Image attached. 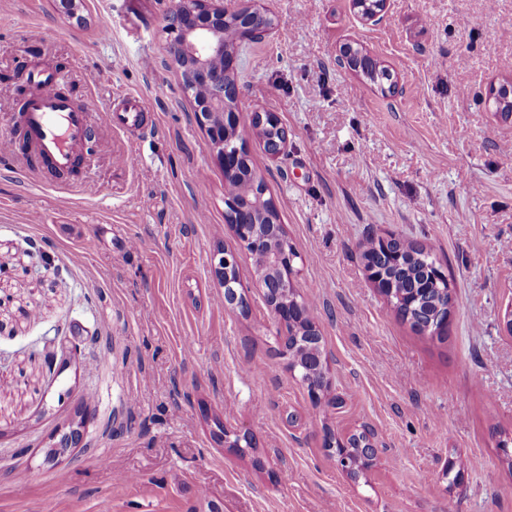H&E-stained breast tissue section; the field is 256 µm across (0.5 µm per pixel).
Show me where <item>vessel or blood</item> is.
<instances>
[{"mask_svg":"<svg viewBox=\"0 0 512 512\" xmlns=\"http://www.w3.org/2000/svg\"><path fill=\"white\" fill-rule=\"evenodd\" d=\"M57 82L51 70L32 69L24 110L13 125L12 135L0 139V154L12 156L21 145H28L35 165L65 180L82 165L78 148L89 140L93 121L132 129L142 124L146 106L141 96L131 95L121 111H106L94 118L60 94Z\"/></svg>","mask_w":512,"mask_h":512,"instance_id":"b4317fda","label":"vessel or blood"}]
</instances>
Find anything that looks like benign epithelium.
<instances>
[{
  "label": "benign epithelium",
  "mask_w": 512,
  "mask_h": 512,
  "mask_svg": "<svg viewBox=\"0 0 512 512\" xmlns=\"http://www.w3.org/2000/svg\"><path fill=\"white\" fill-rule=\"evenodd\" d=\"M236 18L238 23L236 47L264 41L278 26V20L265 6L264 0H173L163 18L167 34L168 54L172 64L183 57L196 60L191 73L192 82L200 90L194 98V118L206 129L208 148L220 162L224 173H232L239 155L224 151V138L234 135L243 142L245 113L227 106V98L238 99V52L224 49V20ZM235 237L251 253L263 252L255 277L263 290L264 299L273 300L269 308L283 329L300 322H313V317L300 294L294 271L288 269V236L281 224H259L254 213L240 209L238 218L230 225ZM215 272L224 287V306L246 307L239 267L234 253L226 250L218 260ZM313 339L319 347L320 383L303 382L308 396L321 402L332 382L328 376V360L323 337L312 326ZM337 467L350 476H358L372 461L380 448L374 429L364 426L344 442H331Z\"/></svg>",
  "instance_id": "benign-epithelium-1"
}]
</instances>
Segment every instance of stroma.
I'll list each match as a JSON object with an SVG mask.
<instances>
[{
    "label": "stroma",
    "mask_w": 512,
    "mask_h": 512,
    "mask_svg": "<svg viewBox=\"0 0 512 512\" xmlns=\"http://www.w3.org/2000/svg\"><path fill=\"white\" fill-rule=\"evenodd\" d=\"M266 5L279 25L240 49L239 106L275 115L288 146L273 159L252 138L248 158L341 406L290 372L226 226L224 170L164 63L170 0H0V132L36 64L91 113L148 106L140 129L94 124L85 185L0 160V512H512V117L493 100L512 91V0H387L374 20L352 0ZM347 43L396 92L338 68ZM389 236L450 271L442 336L370 281L367 242ZM224 248L248 313L224 305ZM79 411L78 445L47 460ZM217 418L253 447L219 445ZM365 425L383 446L353 479L324 438Z\"/></svg>",
    "instance_id": "35a3bbf8"
}]
</instances>
